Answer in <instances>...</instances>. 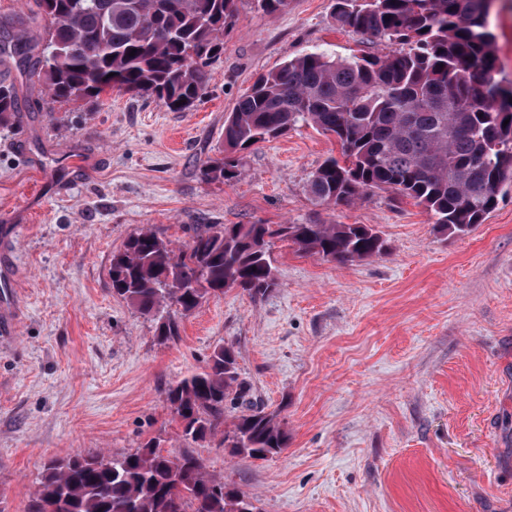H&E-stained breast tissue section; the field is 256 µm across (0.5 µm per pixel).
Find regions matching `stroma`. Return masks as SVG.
<instances>
[{"label":"stroma","instance_id":"stroma-1","mask_svg":"<svg viewBox=\"0 0 512 512\" xmlns=\"http://www.w3.org/2000/svg\"><path fill=\"white\" fill-rule=\"evenodd\" d=\"M331 4L268 15L237 0L206 97L173 112L115 91L51 103L29 77L46 21L35 0H0V39L29 43L25 63L0 55L18 99L0 129V224L18 227L23 307L0 336V512H28L48 459L184 448L164 389L219 344L290 440L266 460L214 439L194 450L259 512H512V193L464 235L386 191L320 203L307 185L336 145L309 126L238 152L229 183L201 174L259 75L314 50L383 51ZM490 27L512 81V0ZM195 224H365L387 250L338 265L275 243L276 291L209 300L164 344L113 296L112 255L147 225L185 245Z\"/></svg>","mask_w":512,"mask_h":512}]
</instances>
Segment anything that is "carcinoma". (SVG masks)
Masks as SVG:
<instances>
[{"mask_svg": "<svg viewBox=\"0 0 512 512\" xmlns=\"http://www.w3.org/2000/svg\"><path fill=\"white\" fill-rule=\"evenodd\" d=\"M494 0H334L333 15L382 54L339 57L312 51L262 75L224 121L227 155L201 170L211 181L236 177L232 153L310 125L332 135L340 157L311 175L319 201L351 204L366 191L410 199L443 232L481 224L512 187V86L498 78ZM49 20L39 70L51 100H97L117 91L187 111L207 94L210 65L224 48L236 0H36ZM135 55H129V52ZM181 105H176V102ZM18 112L14 86L0 80V128ZM175 246L151 227L112 255V294L156 323L163 342L180 338V319L230 291L262 298L278 286L272 246L341 265L379 256L385 241L365 224H195ZM231 345L167 388L186 443L221 437L252 459L288 447L275 412L246 399ZM233 398L246 412L228 419ZM29 512H257L253 502L211 476L191 448L149 441L133 452L88 449L55 461Z\"/></svg>", "mask_w": 512, "mask_h": 512, "instance_id": "1", "label": "carcinoma"}]
</instances>
